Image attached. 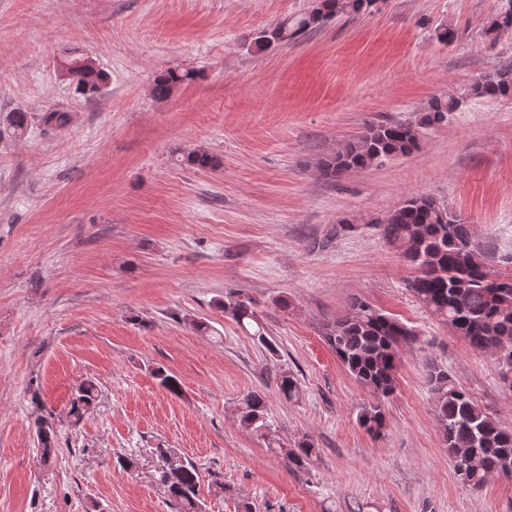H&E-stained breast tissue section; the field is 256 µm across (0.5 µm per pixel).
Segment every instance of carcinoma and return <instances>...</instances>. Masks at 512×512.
<instances>
[{"instance_id": "carcinoma-1", "label": "carcinoma", "mask_w": 512, "mask_h": 512, "mask_svg": "<svg viewBox=\"0 0 512 512\" xmlns=\"http://www.w3.org/2000/svg\"><path fill=\"white\" fill-rule=\"evenodd\" d=\"M377 0H315L298 15L284 18L258 32L255 48L266 51L293 43L342 16L370 12ZM512 31V0L494 14L484 28V37L494 43L503 33ZM62 69L76 90L89 97L98 96L106 86L107 74L86 63V57L72 49L63 57ZM194 70L170 69L159 76L151 89L158 100L166 99L179 84L195 79ZM512 100V64L479 75L466 88L463 97ZM461 99L454 96L432 97L414 123L384 120L369 125L365 132L338 146L321 158L317 168L325 181L334 183L346 173L382 165L418 150L421 130L447 121ZM31 113L16 109L9 112L7 124L17 137L31 127ZM71 121L63 111L44 112L40 122L58 129ZM180 163L197 169L211 168L215 158L205 150H193ZM381 237L399 250L414 270L407 288L416 300L461 336L474 350L487 352L501 366V373H512V361L500 356L503 348L512 357V276L487 269L473 238L471 225L452 214L448 205L428 194H416L377 219ZM224 314L251 336L269 354L278 355L276 344L268 337L256 310V303L238 292L229 293ZM415 329L400 319L355 299L349 310L327 325L325 341L336 357L362 386L376 397L357 413V423L374 439L384 436L387 427L382 401L396 390L399 349L416 340ZM159 385L180 395L177 377L165 369H153ZM428 384L433 395L434 415L443 445L460 481L475 490L495 477L512 479V430L503 427L467 392L458 387L448 371L432 365ZM278 394L290 401L301 397L297 378L283 371L276 377ZM97 398L93 381L76 389L70 402V417L79 422ZM241 425L260 432L270 429L265 394L252 391L244 396ZM41 462L53 461L57 454L58 434L50 416L35 422ZM292 468L308 469L318 453L315 442L304 436L291 446L277 443ZM163 459L158 481L176 512H202L199 499L201 476L192 464L177 463L165 448L158 449Z\"/></svg>"}]
</instances>
